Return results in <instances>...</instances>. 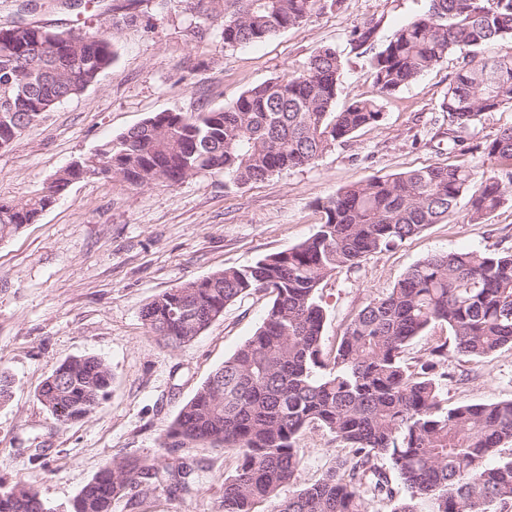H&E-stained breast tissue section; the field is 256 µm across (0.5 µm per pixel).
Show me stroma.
<instances>
[{"instance_id":"35a3bbf8","label":"stroma","mask_w":512,"mask_h":512,"mask_svg":"<svg viewBox=\"0 0 512 512\" xmlns=\"http://www.w3.org/2000/svg\"><path fill=\"white\" fill-rule=\"evenodd\" d=\"M427 6L428 0H343L271 40L232 50L217 29L197 33L184 0H143L140 22L117 32L96 6L43 0L29 20L113 35L116 58L98 84L0 149V201L40 194L58 169L153 113L227 106L249 88L301 71L323 46L343 61L338 105L372 97V49ZM363 26L373 30L366 46L351 36ZM458 69L456 55H449L384 100L381 125L360 130L314 165L241 187L220 173L172 187L82 180L34 223L0 241V367L14 380L11 400L0 405V480L34 486L56 506L71 501L112 457L157 455L182 406L260 326L271 297L253 293L228 304L220 319L176 350L148 334L144 305L185 281L299 244L323 223V203L351 182L434 163L480 164L479 156L448 150V115L439 104ZM464 216L457 208L396 249L329 279L321 290L324 352L335 351L358 310L427 256L512 253L511 202L480 224ZM81 355L110 366V395L83 421L62 426L36 392L57 365ZM448 364L465 375L449 381L448 406L512 398V350L478 364L453 356ZM300 444L297 488L318 481L348 454L321 428L304 431ZM32 448L46 449L45 458L30 460ZM193 453L202 468L191 494L150 487L134 503L119 499L112 512H224V479L236 467L235 454L202 445Z\"/></svg>"}]
</instances>
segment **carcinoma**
<instances>
[{
    "mask_svg": "<svg viewBox=\"0 0 512 512\" xmlns=\"http://www.w3.org/2000/svg\"><path fill=\"white\" fill-rule=\"evenodd\" d=\"M143 0L112 5V27L134 23ZM341 0H195L201 25L223 18L230 48L262 43L304 24ZM56 29L23 19L0 27V148L42 114L99 81L115 58L112 37L55 47ZM458 53L462 65L440 111L448 113V149L459 132L512 105V0H430L400 25L369 60L376 96L337 108L343 63L322 47L304 69L244 91L223 108L195 114L156 112L56 171L41 194L0 203V241L33 223L75 182L120 179L175 186L200 173H222L240 186L311 166L365 126L384 120L383 101ZM488 165L432 164L371 176L342 188L322 209L316 232L294 247L164 291L142 310L155 341L177 349L198 337L224 307L253 292L273 300L252 336L224 360L167 429L169 462L114 457L65 506V512H112V503L144 486L189 493L197 462L184 450L206 445L234 452L224 478V512H367L365 495L395 503L392 512H495L512 504V399L445 405L454 379L450 354L479 363L512 348V254L456 251L411 266L384 296L349 321L334 353L322 350L326 311L321 285L337 271L400 246L465 202L481 223L508 201L512 127L464 148ZM451 341L407 358L431 327ZM112 386L96 356L64 361L37 399L61 425L92 414ZM327 429L349 449L317 482L291 494L302 456L300 433ZM0 512H47L39 492L21 481L0 485Z\"/></svg>",
    "mask_w": 512,
    "mask_h": 512,
    "instance_id": "cac0c4a2",
    "label": "carcinoma"
}]
</instances>
